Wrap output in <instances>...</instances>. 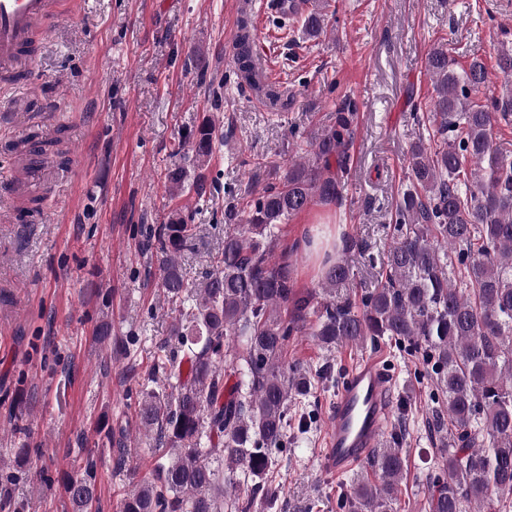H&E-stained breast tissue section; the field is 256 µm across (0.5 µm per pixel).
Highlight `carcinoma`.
<instances>
[{
  "instance_id": "obj_1",
  "label": "carcinoma",
  "mask_w": 512,
  "mask_h": 512,
  "mask_svg": "<svg viewBox=\"0 0 512 512\" xmlns=\"http://www.w3.org/2000/svg\"><path fill=\"white\" fill-rule=\"evenodd\" d=\"M327 3L304 17L307 35L327 25ZM251 26L239 21L235 39L240 79L275 106L280 93L254 70ZM497 65L512 77V40H500ZM436 96L412 113L418 135L408 150L409 185L395 203L391 241L379 258L377 285L357 296L343 289L350 268L325 271L320 291L296 296L288 261L271 260L280 226L314 202L340 197L357 124L354 103L336 111L334 125L305 141L310 158L289 164L244 205L227 196L224 249L213 271L187 279L178 255L191 240V216L175 212L154 234L161 288L178 308L173 335L153 354L152 375L170 389L139 390L140 429L155 437L158 462L132 481L120 512H271L280 496L271 474L274 453L287 447L288 411L327 370L285 365L289 336L310 330L321 343L375 344L387 337L409 356L421 355L432 374L438 407L428 421L444 449L442 467L426 477L425 512H503L512 494V151L495 128L512 123V90L481 104L487 82L482 59L457 67L448 44L426 55ZM208 117L185 131L198 163L215 148ZM182 191L185 167L166 173ZM293 316H288V313ZM315 317L307 323V318ZM24 396L13 405V428L26 431ZM399 437L382 442L336 500L337 512H397L405 471ZM251 481L248 498L236 494ZM72 512L96 499L93 462L81 459L62 476Z\"/></svg>"
}]
</instances>
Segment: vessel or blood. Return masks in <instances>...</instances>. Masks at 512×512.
<instances>
[{"label": "vessel or blood", "mask_w": 512, "mask_h": 512, "mask_svg": "<svg viewBox=\"0 0 512 512\" xmlns=\"http://www.w3.org/2000/svg\"><path fill=\"white\" fill-rule=\"evenodd\" d=\"M269 9L284 20L308 7L306 0H269ZM71 0H0V75L16 83L31 80V56L37 32L47 30L58 17L72 11ZM8 196L26 201L31 183L56 175L54 165L34 146L12 154ZM393 380L379 355L355 363L346 373L328 415L322 461L336 476L357 469L370 457L389 416Z\"/></svg>", "instance_id": "vessel-or-blood-1"}]
</instances>
